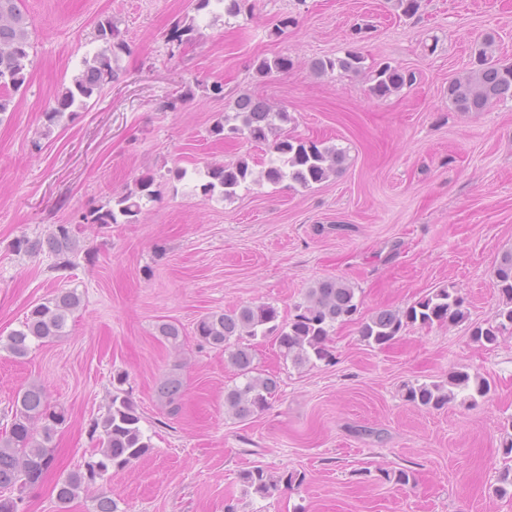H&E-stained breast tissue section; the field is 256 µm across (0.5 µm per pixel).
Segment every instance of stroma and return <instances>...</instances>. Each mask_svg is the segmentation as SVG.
I'll list each match as a JSON object with an SVG mask.
<instances>
[{"mask_svg": "<svg viewBox=\"0 0 512 512\" xmlns=\"http://www.w3.org/2000/svg\"><path fill=\"white\" fill-rule=\"evenodd\" d=\"M250 4L232 17L196 10L195 0L21 2L34 49L15 110L0 116V339L57 289L81 296L64 336L24 358L0 348V426L33 382L69 413L54 465L22 512H93L91 496L101 492L121 512H224L228 504L237 512H512V498L494 492L512 419V329L493 346L471 337L495 319V263L512 249V100L457 112L446 94L486 34L496 38L495 58L512 64V0H421L412 17L390 0ZM187 16L199 35L179 46L170 30ZM286 16L291 25L273 37ZM106 17L129 45L118 79L44 134L45 112L96 50ZM350 51L364 59L360 73L312 67ZM277 54L293 67L257 76L255 60ZM382 63L413 71L415 83L372 98ZM217 82L220 97L211 92ZM244 93L288 112V136L344 148L343 171L306 189L285 180L202 197L207 164L269 158L266 145L209 133ZM147 173L159 195L137 223L78 224ZM73 222L81 250L67 270L54 271L49 254L14 249L21 237ZM327 278L356 288L357 320L335 326L329 359L300 368L262 343L256 361L278 376L279 392L252 419L231 418L224 389L235 371L223 352L199 344L197 320L258 302L285 320ZM451 283L465 299L463 323L411 326L384 348L361 341L360 321ZM163 321L181 327L180 348L158 339ZM174 368L185 390L171 418L155 386ZM458 369L486 378L490 393L439 410L404 400V384ZM119 372L153 448L61 504L55 483L89 459V425L105 414ZM256 466L296 481L261 498L239 479ZM386 469L412 471L416 481H385Z\"/></svg>", "mask_w": 512, "mask_h": 512, "instance_id": "obj_1", "label": "stroma"}]
</instances>
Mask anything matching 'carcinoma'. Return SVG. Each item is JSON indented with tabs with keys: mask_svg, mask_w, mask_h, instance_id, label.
Masks as SVG:
<instances>
[{
	"mask_svg": "<svg viewBox=\"0 0 512 512\" xmlns=\"http://www.w3.org/2000/svg\"><path fill=\"white\" fill-rule=\"evenodd\" d=\"M249 0H197L196 10L213 5L229 16H237L248 7ZM199 31L195 18L175 24L170 39L181 45L192 42ZM96 40L99 47L82 61V67L71 82L62 85L55 97V106L45 112L42 135L51 133L72 108H85L93 97L101 94L104 86L119 77L120 56L128 52V43L118 23L112 19L98 22ZM488 38L478 49L475 67L448 84V102L457 112H483L493 102L512 99V65L494 59ZM33 49L31 32L19 0H0V115L15 110V95L28 82V65ZM293 67L286 55L259 58L254 63L258 76L272 72H286ZM319 73L340 69L358 73L363 58L348 52L343 58H319L313 62ZM413 83V75L398 66L385 63L377 68L369 86V95L384 99L406 85ZM288 113L274 108L268 102L242 95L235 100L232 114L216 119L210 134L217 139L244 136L265 144L271 157L267 166L254 173L249 162L239 160L233 165L222 162L206 166L200 185L202 196L218 194L231 197L236 189L250 182L279 183L285 179L307 188L335 175L345 164L346 154L334 145L291 138L282 133V124L288 122ZM155 179L143 175L134 187L112 198V206L93 208L82 215L85 224H129L138 220L144 206L157 198ZM15 249L28 254L48 252L56 257V269L71 266V256L79 251L75 229L70 224H56L43 239L22 238ZM494 275L501 304L496 312L497 324L477 326L474 340L493 346L507 326H512V250L504 252L495 266ZM81 303L74 288H61L52 298L34 305L26 314L21 328L12 331L3 345L16 358H24L34 346L65 334L67 323ZM356 290L342 279H323L308 289L299 313L287 322L279 320L277 309L266 303L245 305L228 311L210 312L195 327V336L201 345L224 352L227 362L236 370L238 382L224 391L225 411L239 420L264 411L277 395L278 377L262 372L257 364L255 340L271 338L278 345L284 360L300 367L315 360L330 357L328 349L331 330L341 322L351 320L358 312ZM466 318L464 299L454 287H442L429 293L403 310L381 309L361 323L359 336L368 345L383 347L394 341L410 325L430 326L458 324ZM156 331L174 348L181 345L182 332L174 323L161 322ZM116 386L106 413L90 424L89 435L95 441V457L86 461L84 469L74 470L55 484L57 500L63 504L90 490L97 480L111 469L122 470L142 460L151 450V438L142 426V415L122 389L125 376L114 377ZM491 390L489 381L466 370L448 374V380L423 382L403 386L402 396L417 407L441 409L455 402L465 392L479 396ZM183 381L169 373L156 386L157 399L169 407L171 414L180 410ZM5 430L0 432V490L16 491V496L0 497V512H20L26 492L44 478L53 462L54 438L58 428L68 418L62 406L51 404L46 390L32 383L18 391L10 410ZM240 480L262 498L271 497L279 490L280 480L263 468L254 467L240 473ZM512 490V464L506 463L499 471L495 492L505 496Z\"/></svg>",
	"mask_w": 512,
	"mask_h": 512,
	"instance_id": "cac0c4a2",
	"label": "carcinoma"
}]
</instances>
